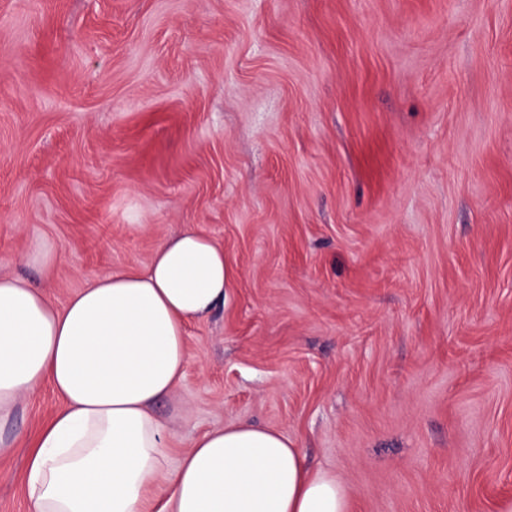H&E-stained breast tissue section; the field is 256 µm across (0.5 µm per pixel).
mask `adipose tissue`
<instances>
[{"mask_svg": "<svg viewBox=\"0 0 512 512\" xmlns=\"http://www.w3.org/2000/svg\"><path fill=\"white\" fill-rule=\"evenodd\" d=\"M229 279L223 248L189 229L60 308L0 274V421L43 386L62 400L28 458L32 512H350L347 487L273 428L224 425L169 467L155 407L184 376L187 326L223 305Z\"/></svg>", "mask_w": 512, "mask_h": 512, "instance_id": "obj_1", "label": "adipose tissue"}]
</instances>
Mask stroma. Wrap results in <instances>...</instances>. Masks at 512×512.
Wrapping results in <instances>:
<instances>
[{
  "label": "stroma",
  "instance_id": "obj_1",
  "mask_svg": "<svg viewBox=\"0 0 512 512\" xmlns=\"http://www.w3.org/2000/svg\"><path fill=\"white\" fill-rule=\"evenodd\" d=\"M188 228L232 276L170 466L247 422L351 512L512 502V0H0V271L60 307ZM61 405L0 423V512Z\"/></svg>",
  "mask_w": 512,
  "mask_h": 512
}]
</instances>
